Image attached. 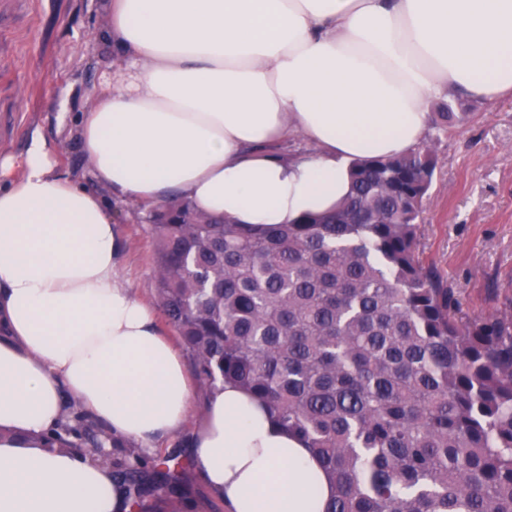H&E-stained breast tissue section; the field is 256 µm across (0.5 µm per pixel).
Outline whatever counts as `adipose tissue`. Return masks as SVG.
<instances>
[{"label": "adipose tissue", "mask_w": 512, "mask_h": 512, "mask_svg": "<svg viewBox=\"0 0 512 512\" xmlns=\"http://www.w3.org/2000/svg\"><path fill=\"white\" fill-rule=\"evenodd\" d=\"M106 10L114 86L78 135L122 202L179 196L235 224H292L334 209L352 161L416 148L429 102L512 99V0ZM292 132L314 154L269 152ZM110 202L60 177L40 141L0 159V512H131L111 468L45 448L68 402L146 446L188 419L192 381L123 282ZM191 462L227 512H323L330 495L305 443L233 384L211 395Z\"/></svg>", "instance_id": "ef3b65f1"}]
</instances>
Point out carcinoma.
<instances>
[{
  "instance_id": "obj_1",
  "label": "carcinoma",
  "mask_w": 512,
  "mask_h": 512,
  "mask_svg": "<svg viewBox=\"0 0 512 512\" xmlns=\"http://www.w3.org/2000/svg\"><path fill=\"white\" fill-rule=\"evenodd\" d=\"M435 160H357L326 214L259 228L174 199L146 208L157 303L211 389L234 383L306 442L324 512H512V320L459 312L418 229ZM113 438L80 413L50 450ZM182 466L156 460L158 512H185ZM133 510L145 472L121 467Z\"/></svg>"
}]
</instances>
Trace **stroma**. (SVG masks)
<instances>
[{"label":"stroma","mask_w":512,"mask_h":512,"mask_svg":"<svg viewBox=\"0 0 512 512\" xmlns=\"http://www.w3.org/2000/svg\"><path fill=\"white\" fill-rule=\"evenodd\" d=\"M108 25L104 0H0V158L22 159L36 135L50 146L58 175L92 184L76 120L96 104L112 70ZM448 103L471 119L442 133L429 129L424 139L435 172L419 253L465 314L512 318V101L452 96ZM112 214L126 283L154 302L153 244L138 206L119 204ZM208 398L195 381L185 427L156 440L145 462L168 455L187 461Z\"/></svg>","instance_id":"35a3bbf8"}]
</instances>
